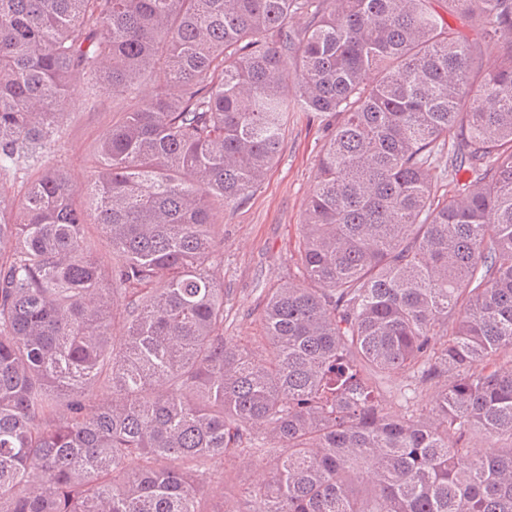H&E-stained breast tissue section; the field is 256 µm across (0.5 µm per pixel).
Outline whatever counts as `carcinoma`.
I'll return each mask as SVG.
<instances>
[{"instance_id":"obj_1","label":"carcinoma","mask_w":512,"mask_h":512,"mask_svg":"<svg viewBox=\"0 0 512 512\" xmlns=\"http://www.w3.org/2000/svg\"><path fill=\"white\" fill-rule=\"evenodd\" d=\"M153 74L74 182L71 82ZM295 110L304 284L240 345L216 210ZM0 512H512V0H0ZM216 469L217 471L213 472L206 480L204 489L211 502L219 503L224 496V475L226 481L230 479L234 483H245L247 487H250L268 475L269 461L259 457L249 471H239L236 468L228 467L224 474V469L222 470L220 467Z\"/></svg>"}]
</instances>
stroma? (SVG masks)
Returning <instances> with one entry per match:
<instances>
[{
    "label": "stroma",
    "instance_id": "obj_1",
    "mask_svg": "<svg viewBox=\"0 0 512 512\" xmlns=\"http://www.w3.org/2000/svg\"><path fill=\"white\" fill-rule=\"evenodd\" d=\"M157 83H141L134 93L100 92L98 105L87 108V88L74 81L69 106L61 123L54 159L76 180H85L94 166V149L113 116L152 96ZM328 128L307 113H290L282 148L275 165L243 203L218 215L216 231L224 246V334L244 343L259 335L254 309L269 288L286 282L298 261L295 245L300 235L307 199ZM268 460L256 459L241 471H215L205 482L210 501L221 502L225 480L253 486L267 476Z\"/></svg>",
    "mask_w": 512,
    "mask_h": 512
}]
</instances>
